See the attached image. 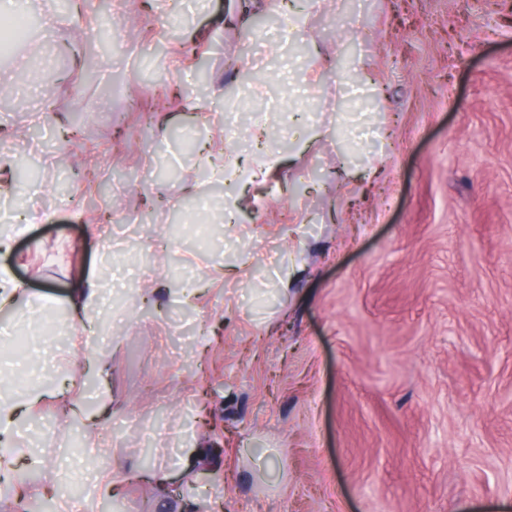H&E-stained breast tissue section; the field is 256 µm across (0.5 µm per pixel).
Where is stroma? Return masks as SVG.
<instances>
[{"instance_id":"35a3bbf8","label":"stroma","mask_w":512,"mask_h":512,"mask_svg":"<svg viewBox=\"0 0 512 512\" xmlns=\"http://www.w3.org/2000/svg\"><path fill=\"white\" fill-rule=\"evenodd\" d=\"M114 49L71 52L70 73L32 84L26 61L0 129L40 168L23 184L48 220L0 251L24 291L0 312V374L14 395L68 384L15 435L33 497L74 490L71 469L167 467L165 489L126 485L96 512H512V0H322L299 41L273 26L221 24L240 0H167L129 14L112 0ZM213 59L200 86L190 59ZM328 59L320 86L302 76ZM96 64L78 104L112 144L101 167L140 224H97L53 186L75 189L88 142L57 140L47 83ZM203 88V113L142 125L117 101ZM303 113L300 124L289 115ZM232 121L237 139L224 133ZM240 166L241 183L199 168L171 131ZM276 157L264 183L245 184ZM236 202L225 208L226 191ZM235 231L225 234L226 221ZM106 288L84 322L76 282ZM106 379L89 371L93 356ZM221 445L193 463V447ZM97 461L83 459L86 446Z\"/></svg>"}]
</instances>
